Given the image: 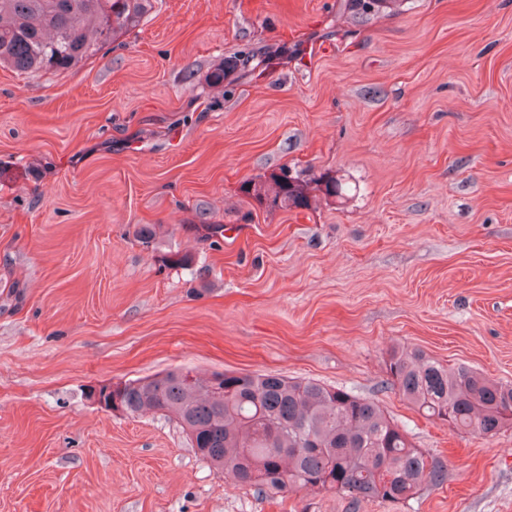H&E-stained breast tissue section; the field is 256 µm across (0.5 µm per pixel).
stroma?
I'll return each instance as SVG.
<instances>
[{
  "label": "stroma",
  "mask_w": 512,
  "mask_h": 512,
  "mask_svg": "<svg viewBox=\"0 0 512 512\" xmlns=\"http://www.w3.org/2000/svg\"><path fill=\"white\" fill-rule=\"evenodd\" d=\"M285 165L348 191L291 210L243 191ZM395 348L512 384V0L363 20L153 0L77 70L0 67V512H512V425L425 419L389 383ZM177 368L374 398L447 478L400 503L271 499L175 422L86 398Z\"/></svg>",
  "instance_id": "35a3bbf8"
}]
</instances>
